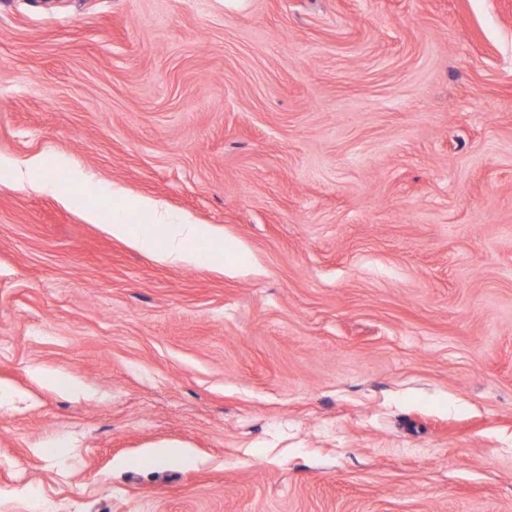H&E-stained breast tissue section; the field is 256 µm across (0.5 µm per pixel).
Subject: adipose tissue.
<instances>
[{
  "mask_svg": "<svg viewBox=\"0 0 512 512\" xmlns=\"http://www.w3.org/2000/svg\"><path fill=\"white\" fill-rule=\"evenodd\" d=\"M124 208L145 215L148 222L137 232L125 219H113L109 230L114 237L131 240L137 247L153 252L164 263L204 261V254L196 250L194 244L209 236L208 228L174 217L149 199L125 203Z\"/></svg>",
  "mask_w": 512,
  "mask_h": 512,
  "instance_id": "adipose-tissue-1",
  "label": "adipose tissue"
}]
</instances>
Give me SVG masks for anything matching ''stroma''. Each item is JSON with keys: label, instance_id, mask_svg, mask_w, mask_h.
<instances>
[{"label": "stroma", "instance_id": "obj_1", "mask_svg": "<svg viewBox=\"0 0 512 512\" xmlns=\"http://www.w3.org/2000/svg\"><path fill=\"white\" fill-rule=\"evenodd\" d=\"M0 512H512V0H0ZM121 210L141 213L150 224H141V231L135 233L125 219L116 218L107 225L112 236L130 239L137 247L153 252L163 263L196 264L206 259L192 244L210 236L208 228L174 217L149 199L127 202Z\"/></svg>", "mask_w": 512, "mask_h": 512}]
</instances>
